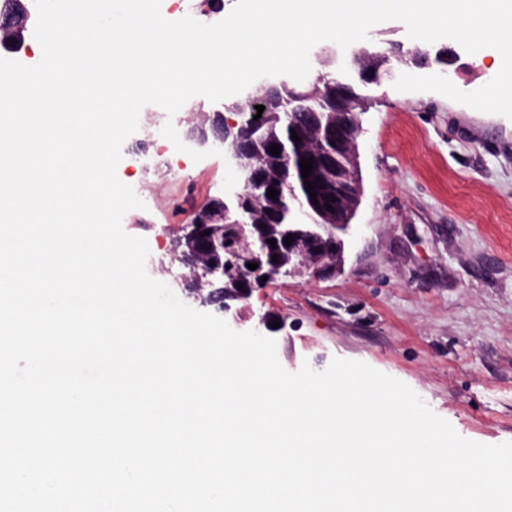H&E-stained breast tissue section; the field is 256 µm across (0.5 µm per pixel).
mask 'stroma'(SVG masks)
Instances as JSON below:
<instances>
[{
  "mask_svg": "<svg viewBox=\"0 0 512 512\" xmlns=\"http://www.w3.org/2000/svg\"><path fill=\"white\" fill-rule=\"evenodd\" d=\"M449 65H405L441 74L464 91L500 70L495 49L466 53L455 41ZM354 83L365 102L357 154L363 195L343 237L341 273L268 284L237 303L238 331L260 318L282 367L324 370L335 358L361 361L408 385L465 439L512 442V119L435 92H399L391 82ZM119 180L143 201L122 220L147 240L149 275L173 286L184 272L172 240L194 213L220 199L231 175L220 156L173 152L139 115L122 147Z\"/></svg>",
  "mask_w": 512,
  "mask_h": 512,
  "instance_id": "1",
  "label": "stroma"
}]
</instances>
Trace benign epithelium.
<instances>
[{
  "mask_svg": "<svg viewBox=\"0 0 512 512\" xmlns=\"http://www.w3.org/2000/svg\"><path fill=\"white\" fill-rule=\"evenodd\" d=\"M28 12L23 0H15L11 7L0 13V43L13 49L21 50L25 46ZM320 77L311 80L296 81L288 76L263 77L250 85L231 102H223L211 111L213 117L224 118L226 112L244 111L250 113L245 128L255 137L266 139L273 136L275 121L280 108H289L324 92L320 86ZM263 105L265 109L259 119L255 106ZM238 122L226 120L212 126L201 123L186 129L183 140L197 150H211L224 146V165L234 173V188L224 196V214H232L234 223H246V209L243 204L245 189L262 181L264 166L254 162L246 163L233 146ZM356 135H344L336 139L335 148L319 149L314 153L313 169L310 178L319 184L327 204L332 209H322V215L332 221V227L345 229L351 224L362 195L361 179L356 152ZM211 209L200 208L190 224L182 227L180 238L191 243L197 249L200 260L196 266L188 269L186 277L196 288L197 296L206 303L216 302L215 296L203 295L202 289L229 281L236 275L241 264L256 263L258 267L251 274L267 278V282L291 274L280 265L266 263L265 256L270 243L250 241L242 237L243 246L230 253L224 264H211V256L224 245L220 231L210 223ZM294 241L288 247L292 270L303 269L313 280H321L341 271L344 256L343 242L336 236H329L325 242H319L303 232H293Z\"/></svg>",
  "mask_w": 512,
  "mask_h": 512,
  "instance_id": "obj_1",
  "label": "benign epithelium"
}]
</instances>
